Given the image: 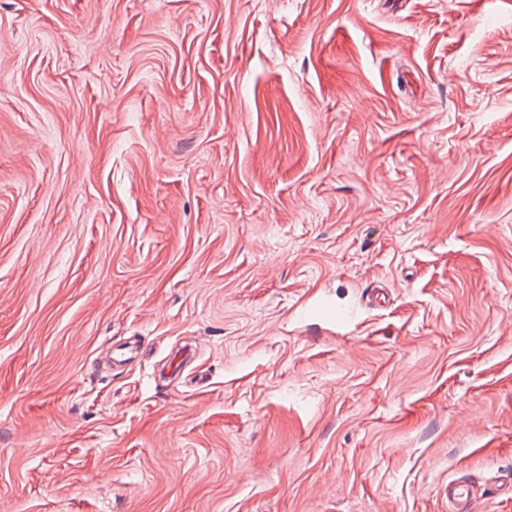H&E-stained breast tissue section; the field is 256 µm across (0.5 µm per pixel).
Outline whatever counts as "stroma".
I'll return each instance as SVG.
<instances>
[{"label":"stroma","instance_id":"35a3bbf8","mask_svg":"<svg viewBox=\"0 0 512 512\" xmlns=\"http://www.w3.org/2000/svg\"><path fill=\"white\" fill-rule=\"evenodd\" d=\"M509 474L512 0H0V512Z\"/></svg>","mask_w":512,"mask_h":512}]
</instances>
